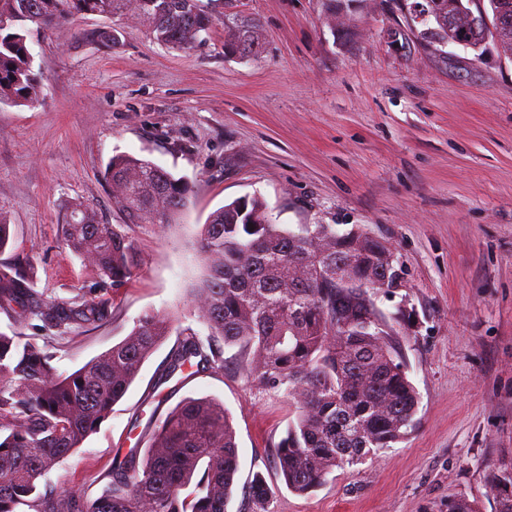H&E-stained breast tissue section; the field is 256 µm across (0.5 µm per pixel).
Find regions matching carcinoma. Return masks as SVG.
I'll list each match as a JSON object with an SVG mask.
<instances>
[{"instance_id": "1", "label": "carcinoma", "mask_w": 512, "mask_h": 512, "mask_svg": "<svg viewBox=\"0 0 512 512\" xmlns=\"http://www.w3.org/2000/svg\"><path fill=\"white\" fill-rule=\"evenodd\" d=\"M97 15L127 17L158 42L187 51L205 40L213 13L199 0H0V104L32 106L42 84L27 42L31 26ZM112 205L128 224H176L188 208L183 181L153 163L112 156L106 170ZM64 244L119 286L138 254L131 237L101 222L83 202L61 224ZM203 274L190 304L207 327L201 340L148 313L112 348L70 373L53 365L73 333L106 321L102 301L48 300L36 271L15 256L0 264V310L38 319L55 331L36 338L0 332V512H228L239 471L231 416L205 398L176 404L141 449L118 448L109 482L91 498L63 491L49 474L108 417L143 364L172 334L175 350L159 379L220 374L237 364L247 380L276 390L294 406L273 459L288 488L308 493L338 469L375 458L415 425L418 396L398 341L412 312L386 315L370 293L401 279L393 251L359 225L341 237L331 224L288 229L269 220L259 197L214 211L202 225ZM346 275L336 278V267ZM236 353L226 358L225 349ZM496 512H512V473L495 475ZM270 489L259 475L248 488L252 512H263Z\"/></svg>"}]
</instances>
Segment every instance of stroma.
<instances>
[{
    "mask_svg": "<svg viewBox=\"0 0 512 512\" xmlns=\"http://www.w3.org/2000/svg\"><path fill=\"white\" fill-rule=\"evenodd\" d=\"M414 3L232 0L261 29L248 56L225 50L220 17L189 51L121 17L33 34L43 96L0 104V216L40 292L112 310L58 353L59 372L107 351L147 312L206 335L188 298L202 274L199 229L224 204L258 196L273 223L358 224L392 249L405 286L372 299L387 314L413 311L399 341L419 397L403 441L300 495L271 454L294 415L287 399L232 366L158 384L172 335L53 483L99 494L113 448L134 446L182 399L213 398L238 446L229 512L247 508L257 474L273 490L266 512H448L457 497L494 512L488 475L512 472V58L430 41ZM119 153L186 181L191 204L183 223L129 226L140 262L113 287L65 247L59 222L81 201L122 223L104 177Z\"/></svg>",
    "mask_w": 512,
    "mask_h": 512,
    "instance_id": "obj_1",
    "label": "stroma"
}]
</instances>
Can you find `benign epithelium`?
I'll return each mask as SVG.
<instances>
[{
	"instance_id": "1",
	"label": "benign epithelium",
	"mask_w": 512,
	"mask_h": 512,
	"mask_svg": "<svg viewBox=\"0 0 512 512\" xmlns=\"http://www.w3.org/2000/svg\"><path fill=\"white\" fill-rule=\"evenodd\" d=\"M425 13L436 16L443 28L456 29L455 36L446 40L437 36L436 42H450L467 48L474 46L476 41L484 44L490 40L497 50L512 58V16L504 12L500 3H494L489 16L482 9L473 12L462 0H428Z\"/></svg>"
}]
</instances>
